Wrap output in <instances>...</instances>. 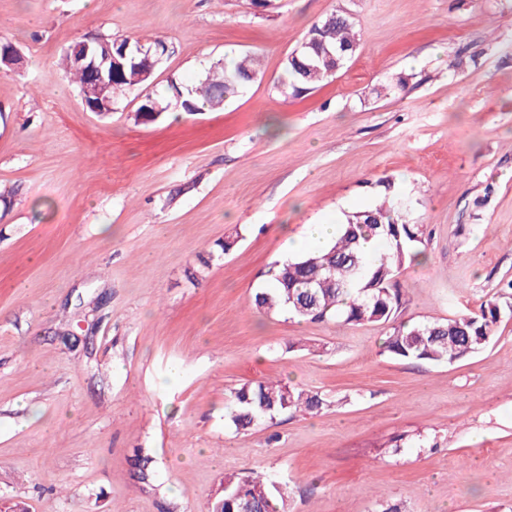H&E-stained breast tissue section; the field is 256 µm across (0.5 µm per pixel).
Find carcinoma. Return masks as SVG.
Here are the masks:
<instances>
[{"instance_id":"obj_1","label":"carcinoma","mask_w":512,"mask_h":512,"mask_svg":"<svg viewBox=\"0 0 512 512\" xmlns=\"http://www.w3.org/2000/svg\"><path fill=\"white\" fill-rule=\"evenodd\" d=\"M314 42L336 55L353 49L358 34L353 18L330 13L310 28L298 59L286 60L279 81L282 92L299 97L334 78L347 60L336 63L314 51ZM135 71L112 78V95L136 87ZM257 78L255 59L241 58L233 67L216 62L198 85L170 83L163 97L146 95L164 111L189 114L216 110L242 93ZM375 240V254L366 244ZM422 225L409 221V206L396 194H385L375 206L347 216L339 236L319 250L275 263L267 271L271 286L256 292L255 308L266 314L285 312L310 322L335 319L344 324H388L383 349L394 358L453 364L479 353L496 336L505 311H512V280L481 306L480 313L461 314L443 321L415 324L396 322L403 294L395 277L409 259L421 254ZM330 406L321 393L281 382L246 383L229 392L225 422L237 432L274 420L285 412L318 414ZM283 484L263 472L224 478V512H240L249 504L255 512H287Z\"/></svg>"}]
</instances>
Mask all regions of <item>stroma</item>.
<instances>
[{
  "label": "stroma",
  "mask_w": 512,
  "mask_h": 512,
  "mask_svg": "<svg viewBox=\"0 0 512 512\" xmlns=\"http://www.w3.org/2000/svg\"><path fill=\"white\" fill-rule=\"evenodd\" d=\"M334 11L356 52L282 94ZM104 35L169 50L101 116L58 63ZM7 42L24 61L0 68V498L206 512L225 475L261 470L289 512H512V318L448 365L384 353L383 325L252 306L287 240L387 183L427 227L400 322L478 311L512 279V0H0ZM246 53L260 75L224 109L138 119L149 90ZM269 379L330 405L235 432L230 390ZM312 38H315L313 42H311ZM305 39L307 43L311 42V45L300 47L298 58L302 64L296 62V60L298 61L297 53L291 55L290 59L296 58V60L286 59L279 81V88L282 89V92L293 97L302 96L320 84L333 79L348 61L346 58L344 59V55H341L342 51L350 49L347 54L352 55L358 44V34L353 18L340 12L330 13L313 24ZM315 44L323 48L324 51L328 49L333 54L336 51V58L341 55L340 59L344 60L335 64L334 61L327 59L324 51L321 55L316 53L313 49ZM327 55L336 61V58L330 53L327 52ZM304 65H311L314 69L307 70Z\"/></svg>",
  "instance_id": "obj_1"
}]
</instances>
